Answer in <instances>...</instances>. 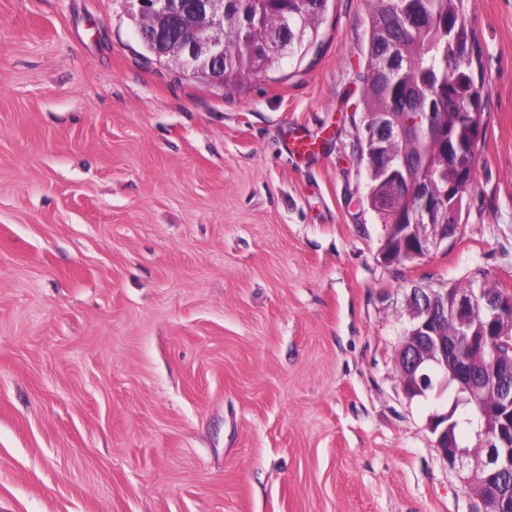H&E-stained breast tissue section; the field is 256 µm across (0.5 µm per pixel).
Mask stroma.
I'll return each mask as SVG.
<instances>
[{
	"label": "stroma",
	"mask_w": 512,
	"mask_h": 512,
	"mask_svg": "<svg viewBox=\"0 0 512 512\" xmlns=\"http://www.w3.org/2000/svg\"><path fill=\"white\" fill-rule=\"evenodd\" d=\"M464 13L468 214L387 264L354 206L368 0L230 90L130 0H0V512H477L395 361L412 288L512 290V0Z\"/></svg>",
	"instance_id": "stroma-1"
}]
</instances>
